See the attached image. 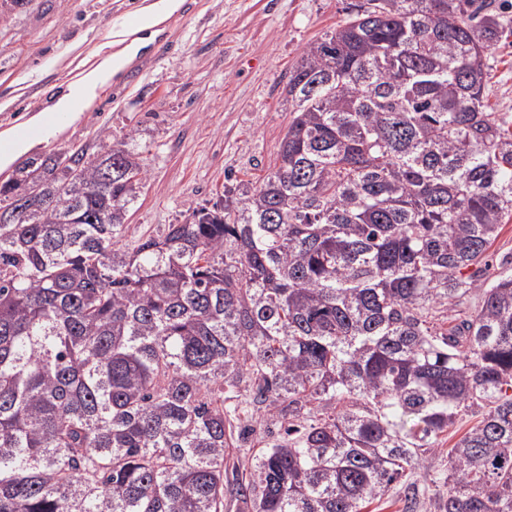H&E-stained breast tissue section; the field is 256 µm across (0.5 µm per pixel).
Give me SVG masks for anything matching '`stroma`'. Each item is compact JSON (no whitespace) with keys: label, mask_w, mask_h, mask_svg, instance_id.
<instances>
[{"label":"stroma","mask_w":512,"mask_h":512,"mask_svg":"<svg viewBox=\"0 0 512 512\" xmlns=\"http://www.w3.org/2000/svg\"><path fill=\"white\" fill-rule=\"evenodd\" d=\"M153 0H25L0 5V131L48 110L92 68L110 31ZM349 0H182L162 32L133 58L140 77L99 89L92 106L36 148L95 152L100 132L135 131L147 179L127 216L124 242L190 221L224 198L228 174L258 181L273 167L291 118L288 73L311 43L347 17ZM489 105L512 119V42L488 61ZM480 419L462 414L410 477L421 502L431 475Z\"/></svg>","instance_id":"obj_1"}]
</instances>
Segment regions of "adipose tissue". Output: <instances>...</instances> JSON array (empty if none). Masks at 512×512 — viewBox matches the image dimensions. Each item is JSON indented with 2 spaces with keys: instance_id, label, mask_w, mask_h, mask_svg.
Masks as SVG:
<instances>
[{
  "instance_id": "1",
  "label": "adipose tissue",
  "mask_w": 512,
  "mask_h": 512,
  "mask_svg": "<svg viewBox=\"0 0 512 512\" xmlns=\"http://www.w3.org/2000/svg\"><path fill=\"white\" fill-rule=\"evenodd\" d=\"M180 6L181 0H156L154 5L145 9L135 28V37L128 40L119 51L99 52L96 64L57 98L53 104L54 110L74 115L89 108L98 87L111 80L123 68L127 59L147 47L157 36L158 26Z\"/></svg>"
}]
</instances>
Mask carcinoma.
Segmentation results:
<instances>
[{"instance_id":"cac0c4a2","label":"carcinoma","mask_w":512,"mask_h":512,"mask_svg":"<svg viewBox=\"0 0 512 512\" xmlns=\"http://www.w3.org/2000/svg\"><path fill=\"white\" fill-rule=\"evenodd\" d=\"M289 72L274 167L123 244L100 134L0 184V512H362L481 420L433 512H512V126L489 0H353ZM112 164V186L99 188ZM278 420L226 467L240 422ZM488 61L486 94L489 105L512 119V37ZM505 255H512V222L502 225L499 236L487 251V273L496 272L499 262Z\"/></svg>"}]
</instances>
